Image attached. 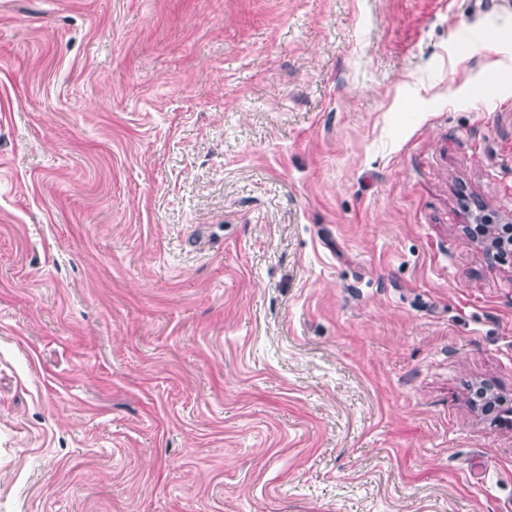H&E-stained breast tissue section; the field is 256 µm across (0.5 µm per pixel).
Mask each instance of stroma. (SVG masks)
<instances>
[{"mask_svg": "<svg viewBox=\"0 0 512 512\" xmlns=\"http://www.w3.org/2000/svg\"><path fill=\"white\" fill-rule=\"evenodd\" d=\"M512 7L0 0V512H512Z\"/></svg>", "mask_w": 512, "mask_h": 512, "instance_id": "1", "label": "stroma"}]
</instances>
